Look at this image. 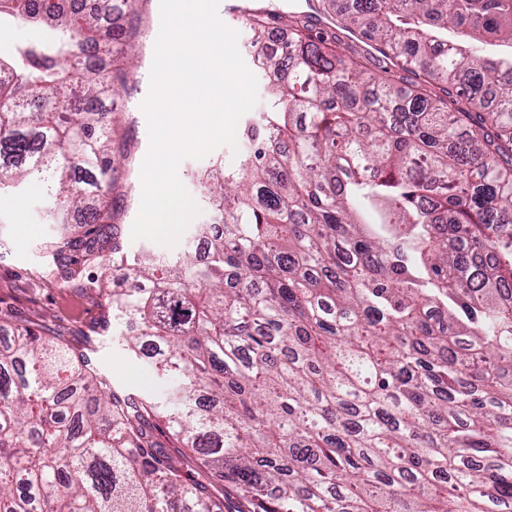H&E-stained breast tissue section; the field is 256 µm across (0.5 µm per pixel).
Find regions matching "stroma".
Listing matches in <instances>:
<instances>
[{"label":"stroma","instance_id":"35a3bbf8","mask_svg":"<svg viewBox=\"0 0 512 512\" xmlns=\"http://www.w3.org/2000/svg\"><path fill=\"white\" fill-rule=\"evenodd\" d=\"M119 25L128 28L138 52L135 78L119 100L115 116L113 142L124 156L115 173L116 187L112 206L120 219L117 237L124 251L133 255L159 251L148 240L132 241L131 227L141 201V165L150 140L146 116L141 104L148 96L150 68L156 35L160 28V0H148L138 14L119 17ZM45 187L30 181L19 190L0 192V327L26 325L45 336L63 339L77 352H89L99 373L114 390L145 393L158 389L154 371L148 364H133L121 349L117 338L125 334L120 324L102 330L108 308L94 292L67 286L63 269L48 259L52 242L63 233L82 236V223L49 224L42 219Z\"/></svg>","mask_w":512,"mask_h":512}]
</instances>
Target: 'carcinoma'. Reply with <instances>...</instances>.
I'll use <instances>...</instances> for the list:
<instances>
[{"mask_svg": "<svg viewBox=\"0 0 512 512\" xmlns=\"http://www.w3.org/2000/svg\"><path fill=\"white\" fill-rule=\"evenodd\" d=\"M145 0H0L48 25L0 59V191L48 186L47 217L88 213L53 259L100 258L110 202L112 75L83 64ZM337 24L376 43L398 85L308 33L253 16L271 74L239 169L197 173L224 224L199 262L112 245L133 285L98 289L138 322L128 353L169 381L105 391L90 360L33 330L0 343V512H512V0H346ZM288 40L273 51L269 21ZM508 44L497 60L478 45ZM492 256L482 265L476 258ZM187 452L175 458L156 420Z\"/></svg>", "mask_w": 512, "mask_h": 512, "instance_id": "1", "label": "carcinoma"}]
</instances>
